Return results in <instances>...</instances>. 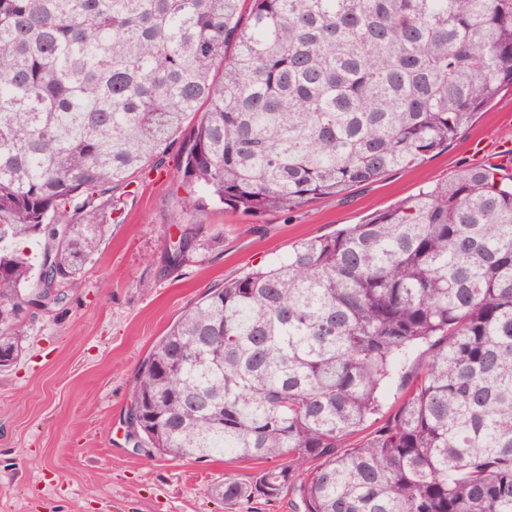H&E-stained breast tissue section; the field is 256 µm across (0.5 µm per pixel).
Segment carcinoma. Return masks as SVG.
<instances>
[{
	"label": "carcinoma",
	"instance_id": "obj_1",
	"mask_svg": "<svg viewBox=\"0 0 512 512\" xmlns=\"http://www.w3.org/2000/svg\"><path fill=\"white\" fill-rule=\"evenodd\" d=\"M507 86L512 0H0V367L175 143L195 203L288 212L447 147ZM133 400L137 448L269 463L226 501L512 512V184L462 169L209 289ZM403 399L402 391L395 386H391L386 389L382 397V409L378 415H375L373 419L376 420L372 423V425L361 435H358L352 438L350 441L357 439L358 437L369 433L371 430L383 424L386 420H388L394 412L398 409ZM372 419V421H373Z\"/></svg>",
	"mask_w": 512,
	"mask_h": 512
}]
</instances>
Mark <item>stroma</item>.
<instances>
[{"mask_svg": "<svg viewBox=\"0 0 512 512\" xmlns=\"http://www.w3.org/2000/svg\"><path fill=\"white\" fill-rule=\"evenodd\" d=\"M512 141V87L468 118L458 139L409 168L315 199L293 212L246 215L207 206L185 215L196 252L178 270L160 256L178 209L177 153L136 185L112 192V221L64 306L27 318L24 352L0 368V512H294L292 495L225 501V481L250 482L255 464L200 462L133 451L124 420L135 372L182 310L208 288L287 256L467 167H496Z\"/></svg>", "mask_w": 512, "mask_h": 512, "instance_id": "stroma-1", "label": "stroma"}]
</instances>
